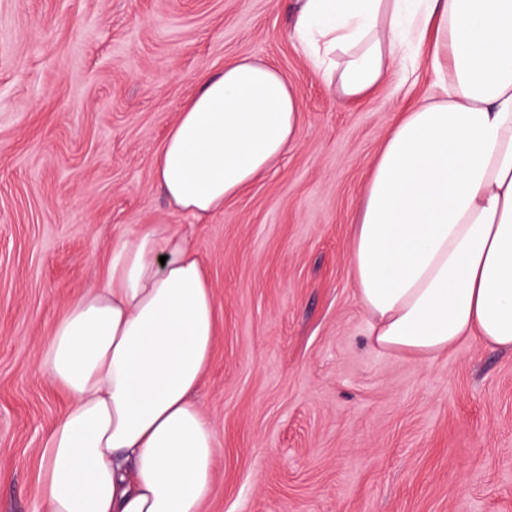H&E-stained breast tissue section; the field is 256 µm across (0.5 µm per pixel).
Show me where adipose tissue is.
<instances>
[{
    "label": "adipose tissue",
    "mask_w": 512,
    "mask_h": 512,
    "mask_svg": "<svg viewBox=\"0 0 512 512\" xmlns=\"http://www.w3.org/2000/svg\"><path fill=\"white\" fill-rule=\"evenodd\" d=\"M295 36L347 102L426 44L447 85L399 115L371 164L350 259L371 345L512 348V0H300ZM301 112L272 65L203 76L156 153L169 205L222 211L297 142ZM215 336L184 232L146 224L113 246L38 366L68 400L40 446L46 512H202L217 442L193 396Z\"/></svg>",
    "instance_id": "adipose-tissue-1"
}]
</instances>
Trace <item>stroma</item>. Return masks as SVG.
Masks as SVG:
<instances>
[{"mask_svg":"<svg viewBox=\"0 0 512 512\" xmlns=\"http://www.w3.org/2000/svg\"><path fill=\"white\" fill-rule=\"evenodd\" d=\"M298 0H0V512H45L65 408L37 374L70 298L143 224L189 234L217 330L195 395L218 448L203 512H512V350L374 348L350 269L371 162L438 93L427 55L340 100L293 39ZM251 57L298 93V143L205 222L154 177L202 74Z\"/></svg>","mask_w":512,"mask_h":512,"instance_id":"35a3bbf8","label":"stroma"}]
</instances>
